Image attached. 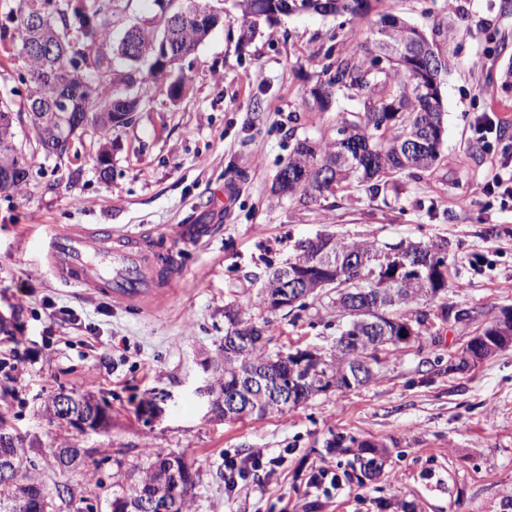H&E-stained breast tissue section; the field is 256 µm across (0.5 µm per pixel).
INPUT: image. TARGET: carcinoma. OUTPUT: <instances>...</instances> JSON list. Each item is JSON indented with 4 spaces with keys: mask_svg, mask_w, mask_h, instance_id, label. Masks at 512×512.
I'll return each mask as SVG.
<instances>
[{
    "mask_svg": "<svg viewBox=\"0 0 512 512\" xmlns=\"http://www.w3.org/2000/svg\"><path fill=\"white\" fill-rule=\"evenodd\" d=\"M13 6L0 23V42H7L16 49L23 48L31 39V31L19 17L21 9L36 10L52 18L62 37L68 54L74 56L80 51L105 44L111 40L112 17L123 10L122 0H12ZM272 0H232V8L241 20L240 43L252 40L260 24L269 27L278 24L280 17L304 13L320 15H349L361 17L371 10V0H277L282 6L280 15L270 14L268 3ZM210 29L193 20L172 30L165 28H141L137 35L138 56L124 61V65L111 68L102 65L84 75V89L78 95V104L73 113H88L90 126L103 132L124 126L116 120L117 99L127 93V88L140 90L144 85L165 82L161 71L155 69L151 58L158 41L171 35L177 48L191 55L197 46L208 36ZM376 49H368L349 54L327 53L335 59L323 66L322 77L314 88L300 102L303 109L313 104L326 108L333 99L343 93L358 102L354 111L343 113L336 130L348 131L349 140L338 142V138L323 139L317 143L307 140L296 142L288 160L275 175L274 190L280 196L298 198V202L308 204L343 192L353 182L390 179L408 173L415 175L436 167L442 160V151L434 146L427 148L424 156L406 154L402 146L408 136L416 133H429L443 123L440 113L430 108L426 94L412 60L403 54L392 53L396 48H404L416 40H423L427 52L445 70V62L439 52L437 41L429 40L415 28H408L406 22L391 13L386 7L379 14L376 29ZM52 61L34 56L23 63L21 79L26 86L25 106L43 98L46 87L44 72ZM60 117L47 116L34 127L35 140L46 154V144L55 139ZM30 184L28 158H22L21 170L17 179L10 184H0V192L21 193ZM411 253L408 272L393 288H374L371 281L361 280L360 274L372 276V281L381 277L368 266L358 269L349 258L355 254L363 258L378 250L374 242L356 241L344 236L323 234L313 240H301L296 244V255L289 269L304 261L308 267L299 268L311 281L328 280L335 295L359 298L361 311L355 315L341 317L337 325L336 353L320 356L318 367L305 382L295 385L292 402L268 394L259 404L254 416L265 417L283 413L292 407L302 405L318 396V392L330 385L335 390L345 391L362 385L356 379L353 365L362 359L374 366L379 364L373 347L362 342L358 347L341 345L342 336L370 335V329L379 328L382 336H392L400 331L402 323L409 322L415 327V338H420L421 327L427 324L428 315L420 312L409 318L402 310L417 300H432L448 288V263L433 260L429 248L431 244L405 242L392 244ZM486 339L477 338L469 344V349L485 359L494 354L488 342L495 335L493 325L482 330ZM296 361L293 355L280 352L272 354L267 342L253 343L236 353L224 349V362L220 365L219 389L226 393L236 391L237 381L249 371H261L268 375L272 383L288 382ZM9 456L14 470V481L0 483V512H55L53 498L47 492H39L37 486L42 481L37 475V465L32 449L26 447L24 439L8 432L0 426V455ZM351 469H359L364 475L380 470L382 463L374 454V449L360 443L352 460ZM178 474L180 494L172 502L173 512H189L196 483V473L183 458H178L177 469L171 470V454L160 448L146 452L143 463L127 469V473L116 474L112 481V502L128 493L146 495L168 493L172 490L173 474Z\"/></svg>",
    "mask_w": 512,
    "mask_h": 512,
    "instance_id": "obj_1",
    "label": "carcinoma"
}]
</instances>
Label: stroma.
I'll return each instance as SVG.
<instances>
[{
	"label": "stroma",
	"instance_id": "stroma-1",
	"mask_svg": "<svg viewBox=\"0 0 512 512\" xmlns=\"http://www.w3.org/2000/svg\"><path fill=\"white\" fill-rule=\"evenodd\" d=\"M424 32L443 22L438 45L444 160L382 186L366 184L302 204L272 185L294 141L334 135L353 101L300 111L329 48H374V16L291 15L260 26L240 46V23L226 17L186 59L191 76L171 101L162 84L145 85L132 122L106 134L88 129L68 156L45 158L29 142L27 192L0 194V419L36 447L93 449L66 470L46 467L47 491L68 485L93 512H110L112 475L147 448L183 457L199 474L190 512H512V347L463 372L447 358L477 328L512 308V209L483 195L495 160L512 155V0H390ZM496 112L505 132L474 139L475 116ZM110 174H99L101 147ZM229 184V214L217 208ZM111 225L143 232L161 247L179 245L183 274L158 308L126 307L99 293L62 286L43 258L44 227ZM180 224H210L213 236L179 244ZM320 233L370 240L448 242V291L408 307L429 314L422 342L382 355L373 382L319 395L282 414L227 422L208 415L197 393L206 358L224 342V310L266 325L270 350H336V312L327 299L268 313L255 296L298 240ZM468 309L465 323L442 319V306ZM104 403L106 429L79 433L49 422L58 392ZM386 446L379 473L357 480L338 437ZM264 449L269 464L227 490L226 465ZM337 482L313 486L320 470Z\"/></svg>",
	"mask_w": 512,
	"mask_h": 512
}]
</instances>
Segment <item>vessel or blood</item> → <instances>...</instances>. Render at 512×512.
Segmentation results:
<instances>
[{"label": "vessel or blood", "mask_w": 512, "mask_h": 512, "mask_svg": "<svg viewBox=\"0 0 512 512\" xmlns=\"http://www.w3.org/2000/svg\"><path fill=\"white\" fill-rule=\"evenodd\" d=\"M43 252L58 282L94 290L118 304L162 303L182 268L176 248H159L133 233L116 235L108 226H50Z\"/></svg>", "instance_id": "vessel-or-blood-1"}]
</instances>
